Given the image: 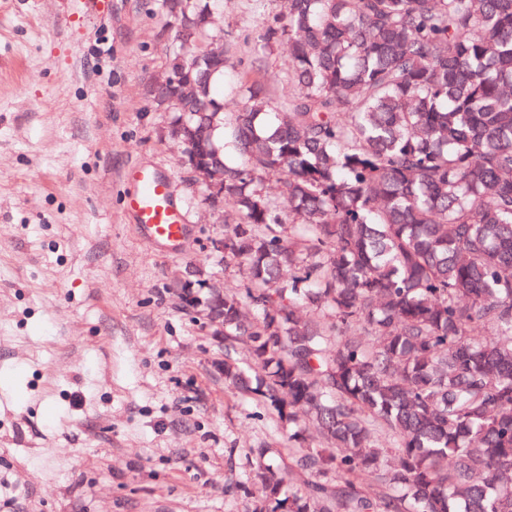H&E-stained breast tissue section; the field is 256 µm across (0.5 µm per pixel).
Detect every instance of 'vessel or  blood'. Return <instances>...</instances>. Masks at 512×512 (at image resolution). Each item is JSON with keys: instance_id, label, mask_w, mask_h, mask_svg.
Instances as JSON below:
<instances>
[{"instance_id": "obj_1", "label": "vessel or blood", "mask_w": 512, "mask_h": 512, "mask_svg": "<svg viewBox=\"0 0 512 512\" xmlns=\"http://www.w3.org/2000/svg\"><path fill=\"white\" fill-rule=\"evenodd\" d=\"M122 207L148 239L180 240L184 234L180 208L170 177L155 168L132 166L123 170Z\"/></svg>"}]
</instances>
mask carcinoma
<instances>
[{
  "mask_svg": "<svg viewBox=\"0 0 512 512\" xmlns=\"http://www.w3.org/2000/svg\"><path fill=\"white\" fill-rule=\"evenodd\" d=\"M221 0L169 15L176 132L239 216L224 383L288 430L252 512H512V0H286L288 94L240 108L205 43ZM275 177L281 190L264 186Z\"/></svg>",
  "mask_w": 512,
  "mask_h": 512,
  "instance_id": "carcinoma-1",
  "label": "carcinoma"
}]
</instances>
